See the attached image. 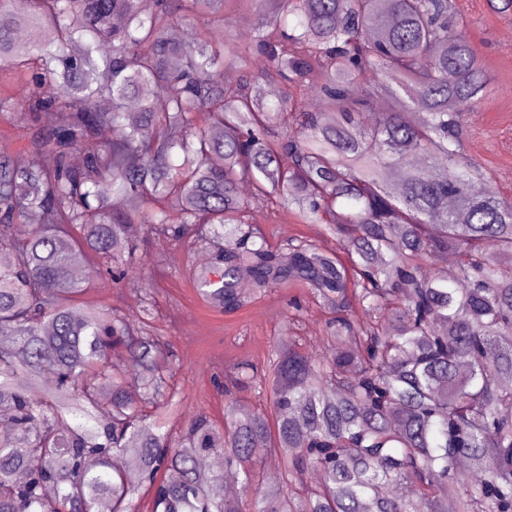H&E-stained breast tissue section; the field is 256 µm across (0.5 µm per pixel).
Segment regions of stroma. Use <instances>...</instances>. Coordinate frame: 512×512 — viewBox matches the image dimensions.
<instances>
[{"label": "stroma", "instance_id": "1", "mask_svg": "<svg viewBox=\"0 0 512 512\" xmlns=\"http://www.w3.org/2000/svg\"><path fill=\"white\" fill-rule=\"evenodd\" d=\"M465 31L486 65L488 93L464 128L463 147L490 172L491 192L512 199V51L502 44L512 30V14L495 13L489 0H456ZM248 221L270 247L296 235H316L312 224L284 223L269 207L253 205ZM201 249L174 250L164 237L150 235L143 267L134 279L152 291L154 314L148 324L172 350L173 382L185 414L205 413L215 424L224 422V395L212 384L216 373L240 360L262 363L275 345L293 340L312 353L325 349L328 318L307 290L282 286L252 299L235 312L208 306L198 295L191 272L200 268Z\"/></svg>", "mask_w": 512, "mask_h": 512}]
</instances>
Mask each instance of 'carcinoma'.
<instances>
[{
  "label": "carcinoma",
  "instance_id": "obj_1",
  "mask_svg": "<svg viewBox=\"0 0 512 512\" xmlns=\"http://www.w3.org/2000/svg\"><path fill=\"white\" fill-rule=\"evenodd\" d=\"M256 10L251 44L210 38ZM19 25L25 41L0 27V121L44 162L0 151V512H140L142 487L150 512H512V200L463 149L456 103L480 105L488 82L453 0H29ZM257 58L284 85L274 104ZM36 112L54 124L31 130ZM244 183L336 250L256 241ZM145 227L210 249L192 278L212 308L244 305L246 269L255 293L300 281L333 314L325 354L290 342L267 371L230 372L274 419L227 387L224 425L179 413L170 350L135 327L150 289H132L137 312L78 301L73 264L127 283ZM449 252L452 284L434 268ZM210 456L241 498L198 468Z\"/></svg>",
  "mask_w": 512,
  "mask_h": 512
}]
</instances>
